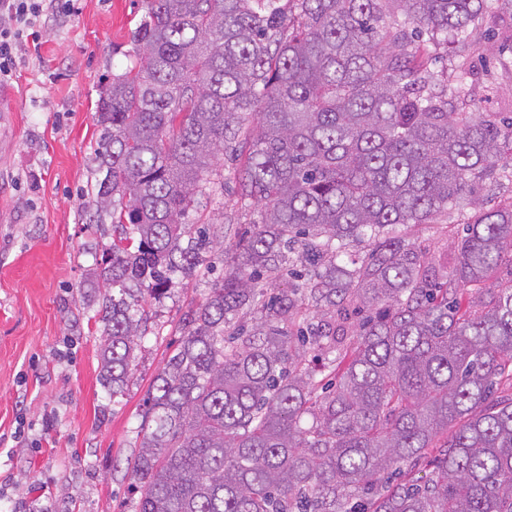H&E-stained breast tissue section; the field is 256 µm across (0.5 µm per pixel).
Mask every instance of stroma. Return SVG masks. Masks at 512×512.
<instances>
[{
	"label": "stroma",
	"mask_w": 512,
	"mask_h": 512,
	"mask_svg": "<svg viewBox=\"0 0 512 512\" xmlns=\"http://www.w3.org/2000/svg\"><path fill=\"white\" fill-rule=\"evenodd\" d=\"M147 0H61L38 45L16 53L0 98V512H134L127 463L139 451L143 399L176 347L183 313L206 293L205 278L177 282L152 305L149 333L123 394L99 382L97 308L86 298L93 253L110 225L86 222L99 174L97 103L135 57L130 33ZM471 56L476 112L512 116V16H486ZM224 192L208 206L230 265L253 222L240 203L238 163L222 159ZM457 208L434 223L396 226L432 254L453 256Z\"/></svg>",
	"instance_id": "stroma-1"
}]
</instances>
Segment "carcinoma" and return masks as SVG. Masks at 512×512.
<instances>
[{
	"mask_svg": "<svg viewBox=\"0 0 512 512\" xmlns=\"http://www.w3.org/2000/svg\"><path fill=\"white\" fill-rule=\"evenodd\" d=\"M512 0H149L140 64L101 92L91 224H112L89 273L100 383L123 394L151 303L210 278L144 399L135 512H512V283L464 290L512 259V200L461 215L453 267L389 226L426 224L499 169L512 121L463 108L470 53ZM451 46L455 79L431 69ZM245 152L240 201L259 219L223 242L188 223ZM376 242L368 262L337 263ZM300 281L265 299L261 279ZM374 318L353 331L351 309ZM420 488L383 489L424 458ZM511 280V266L510 263H503L499 269L492 275L489 276L479 287L482 288L480 291L469 290L464 292L461 297V305L464 309L470 307H476L481 304V301L486 299L490 292L496 291L497 288L508 284Z\"/></svg>",
	"mask_w": 512,
	"mask_h": 512,
	"instance_id": "cac0c4a2",
	"label": "carcinoma"
}]
</instances>
